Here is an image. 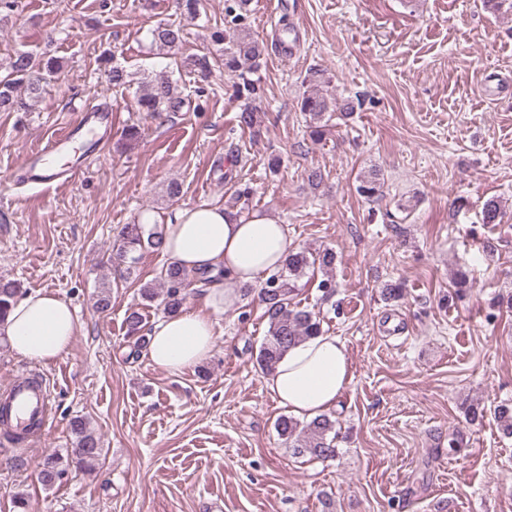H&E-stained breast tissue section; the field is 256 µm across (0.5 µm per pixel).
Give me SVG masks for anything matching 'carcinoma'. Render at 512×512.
I'll use <instances>...</instances> for the list:
<instances>
[{"instance_id":"obj_1","label":"carcinoma","mask_w":512,"mask_h":512,"mask_svg":"<svg viewBox=\"0 0 512 512\" xmlns=\"http://www.w3.org/2000/svg\"><path fill=\"white\" fill-rule=\"evenodd\" d=\"M249 0H225L224 31H216L213 38L224 43V69L238 75L234 95L242 101L238 114L239 126L253 129L261 123L262 109L257 102L262 98L259 80L251 78L257 72L259 61L267 51V45L254 39L247 23ZM293 25L283 18L279 29V45L284 51L293 49L297 38L292 36ZM153 42L161 48L175 49L182 45L184 29L179 24L163 23L151 31ZM61 71L59 63L52 59H43L35 63L31 54L21 52L10 58L6 74L0 77V112H28L31 101L40 97L43 83L55 78ZM105 75L114 87L130 86V74L123 67L114 64L105 71ZM304 81L312 86L299 102V110L309 117L310 133L321 139L328 127L326 114L338 112L347 117L355 110L353 101H343L328 95L323 87L331 83L325 71L311 69ZM137 111L155 114L174 112L179 108L180 99L176 88L167 75L147 76L135 92ZM384 174L381 170L371 169L357 179L356 192L370 202L377 200L383 193ZM502 218L499 202L488 199L483 203L481 221L484 224H497ZM146 249L156 252L164 250L163 230L146 224H126L122 228L114 253L119 266H125V273L131 274V264ZM336 255L325 249L315 255L305 251L293 254L285 265V270L267 278L259 289L265 306L268 331L262 343L256 362L259 370L265 374L276 367L278 361L288 349L297 343L321 332L317 316L293 302L295 282L306 274V270L317 264L326 278L319 282L318 288L323 299L331 298L335 284L330 272L333 271ZM210 281L206 273L189 271L184 267L168 264L162 268L154 283L140 288V295L147 301H160L163 310L172 314L179 311L186 299L187 287L193 282ZM20 292L19 286L0 279V320L4 319ZM143 318L139 310L132 308L126 317L129 336L135 338L134 352H139L145 344L141 335ZM494 418L503 434L512 436V404L501 403L493 409ZM75 435V448L66 455L51 454L46 457L38 472L39 483L51 489L67 482L71 469L89 470L104 456L100 437L82 418L70 423ZM279 434L288 442L294 455L329 459L336 456L335 423L328 416L315 418L303 423L292 417H282L277 422Z\"/></svg>"}]
</instances>
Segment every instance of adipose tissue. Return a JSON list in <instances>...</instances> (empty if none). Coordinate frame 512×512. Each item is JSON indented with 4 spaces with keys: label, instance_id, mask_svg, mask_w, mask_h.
<instances>
[{
    "label": "adipose tissue",
    "instance_id": "1",
    "mask_svg": "<svg viewBox=\"0 0 512 512\" xmlns=\"http://www.w3.org/2000/svg\"><path fill=\"white\" fill-rule=\"evenodd\" d=\"M172 262L189 270L223 271L208 286L203 310L167 315L149 333L147 356L170 373L205 359L216 342L215 314L234 306L237 287L282 267L295 245L283 225L253 213L237 216L216 205L179 210L163 228ZM78 331L70 305L38 290L15 301L0 335L23 357L47 363L68 351ZM351 379L345 344L322 333L291 347L265 379L272 398L289 413L314 418L330 411Z\"/></svg>",
    "mask_w": 512,
    "mask_h": 512
}]
</instances>
